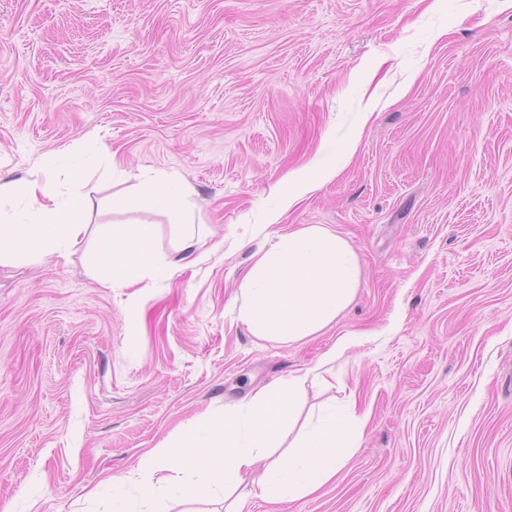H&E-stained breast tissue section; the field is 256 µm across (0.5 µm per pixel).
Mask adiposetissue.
I'll use <instances>...</instances> for the list:
<instances>
[{
    "label": "adipose tissue",
    "mask_w": 512,
    "mask_h": 512,
    "mask_svg": "<svg viewBox=\"0 0 512 512\" xmlns=\"http://www.w3.org/2000/svg\"><path fill=\"white\" fill-rule=\"evenodd\" d=\"M340 172L336 165L315 164L289 174L283 196L292 208ZM185 188L159 175L145 189L141 202L183 221ZM75 200L49 196L34 222L0 224V264L18 250L68 260L85 233L73 217ZM149 229L143 224H116L104 239L105 250L92 260L107 268L116 284H126L132 271L162 276L178 260L156 258L149 250ZM361 282V266L350 242L318 224L273 233L268 248L245 276L237 318L251 335L292 342L312 335L332 322L351 302ZM304 379L291 375L253 394L223 418L196 426L154 449L146 461L140 485L143 496L158 492L178 497L204 496L211 483L224 484L225 512H243V475H252L262 495L276 503L315 493L334 480L346 455L360 437L361 421L332 412L301 419L298 404ZM296 432L288 453L272 456L289 432Z\"/></svg>",
    "instance_id": "1"
}]
</instances>
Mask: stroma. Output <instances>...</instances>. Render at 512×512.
Wrapping results in <instances>:
<instances>
[{
  "label": "stroma",
  "instance_id": "35a3bbf8",
  "mask_svg": "<svg viewBox=\"0 0 512 512\" xmlns=\"http://www.w3.org/2000/svg\"><path fill=\"white\" fill-rule=\"evenodd\" d=\"M359 127L282 210L288 173ZM160 173L188 225L138 205ZM12 180L78 199L87 229L68 262L0 265V512H112L115 476L131 512H223L222 488L150 501L129 477L292 373L360 439L315 494L245 512H512V0H0ZM115 224L168 259L185 230L206 244L108 287ZM304 224L353 246L356 296L314 335L253 336V254Z\"/></svg>",
  "mask_w": 512,
  "mask_h": 512
}]
</instances>
